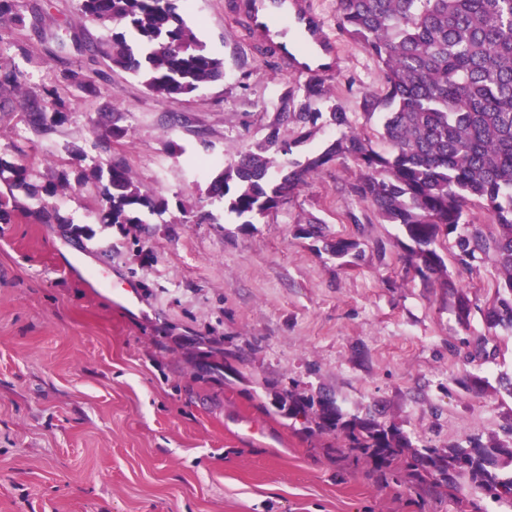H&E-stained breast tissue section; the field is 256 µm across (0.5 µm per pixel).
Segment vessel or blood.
Instances as JSON below:
<instances>
[{
    "mask_svg": "<svg viewBox=\"0 0 512 512\" xmlns=\"http://www.w3.org/2000/svg\"><path fill=\"white\" fill-rule=\"evenodd\" d=\"M235 7L254 42L272 48L286 74L318 77L335 72L336 43L309 0H236Z\"/></svg>",
    "mask_w": 512,
    "mask_h": 512,
    "instance_id": "1",
    "label": "vessel or blood"
}]
</instances>
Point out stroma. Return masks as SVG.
<instances>
[{
  "instance_id": "stroma-1",
  "label": "stroma",
  "mask_w": 512,
  "mask_h": 512,
  "mask_svg": "<svg viewBox=\"0 0 512 512\" xmlns=\"http://www.w3.org/2000/svg\"><path fill=\"white\" fill-rule=\"evenodd\" d=\"M340 51L314 111L336 103L386 151L364 96H382L378 62L338 23V0H313ZM26 27L0 23V58L24 78L0 96V160L23 163L44 187L58 170L77 180L122 159L166 207L151 223H98L84 191L59 205L62 223L33 214L36 200L0 223V512H494L482 490L458 497L389 472L332 431L290 419L288 390L372 416L415 446L446 451L473 433L505 439L512 424V331L488 324L492 261L427 288L406 278L410 241L351 196L360 175L336 162L276 212L241 226L209 194L241 152L262 141L289 85L250 48L228 0H181L179 11L223 80L156 99L141 78L90 46L107 34L77 0H16ZM88 73L92 89L64 83ZM57 89L64 119L45 132L24 121L26 96ZM123 137H111L112 128ZM316 218L331 237H355L362 258L336 259L296 237ZM83 227L66 232L65 222ZM384 244L378 259L376 244ZM106 281L92 286L95 273ZM132 282L138 299H115ZM472 301L459 321L452 292ZM493 351L468 358L466 340ZM470 373L478 391L455 384ZM263 428L253 439L241 422Z\"/></svg>"
}]
</instances>
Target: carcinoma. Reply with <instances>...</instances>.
Returning <instances> with one entry per match:
<instances>
[{"label": "carcinoma", "mask_w": 512, "mask_h": 512, "mask_svg": "<svg viewBox=\"0 0 512 512\" xmlns=\"http://www.w3.org/2000/svg\"><path fill=\"white\" fill-rule=\"evenodd\" d=\"M80 11L107 33L94 47L118 67L145 78L148 90L167 101L192 95L224 78V60L207 53L179 13L178 0H78ZM340 27L382 66L386 94L364 97L368 111L381 107L385 153L351 127L334 104L328 121L340 135L301 162L293 147L311 139L323 118L284 91L263 141L214 178L210 195L240 224L277 210L308 176L338 160L361 169L348 192L369 202L387 224L401 225L413 246L403 257L406 273L431 287L449 277L440 254L449 252L458 273L490 257L498 272L487 321L512 328V0H339ZM23 90L21 73L0 61V95ZM46 96L25 99V121L45 131L62 119ZM295 126L288 140L282 128ZM289 160L277 163L276 157ZM30 169L0 161V181L30 190ZM99 202L101 224H147L165 207L144 192L122 160L94 168L78 182ZM66 172L44 186L48 197L74 191ZM479 203L489 223H465L468 206ZM288 415L328 431H341L350 448L372 452L380 466L404 460L416 475L460 493L472 486L512 506V443H486L478 435L444 453L420 449L399 430L368 418L347 416L330 402L286 393Z\"/></svg>", "instance_id": "1"}]
</instances>
